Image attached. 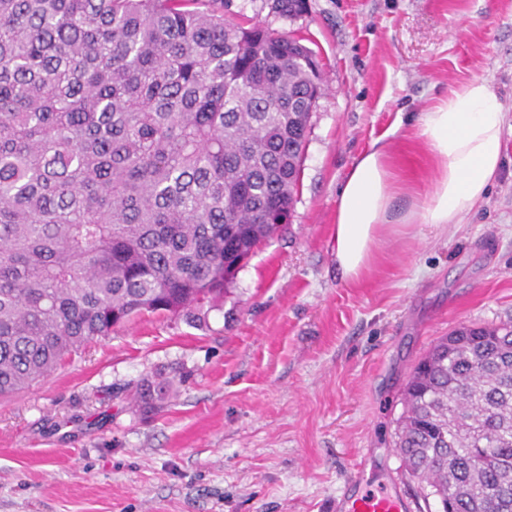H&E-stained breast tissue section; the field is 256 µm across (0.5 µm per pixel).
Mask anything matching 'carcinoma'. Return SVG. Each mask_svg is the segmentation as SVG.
Returning <instances> with one entry per match:
<instances>
[{"instance_id": "obj_1", "label": "carcinoma", "mask_w": 512, "mask_h": 512, "mask_svg": "<svg viewBox=\"0 0 512 512\" xmlns=\"http://www.w3.org/2000/svg\"><path fill=\"white\" fill-rule=\"evenodd\" d=\"M295 44L224 0H0L1 396L143 311L224 297L288 223L320 82ZM404 402L398 452L428 494L512 512V325L438 340Z\"/></svg>"}]
</instances>
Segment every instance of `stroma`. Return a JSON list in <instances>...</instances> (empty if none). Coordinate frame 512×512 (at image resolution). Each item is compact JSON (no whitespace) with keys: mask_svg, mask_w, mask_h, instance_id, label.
I'll use <instances>...</instances> for the list:
<instances>
[{"mask_svg":"<svg viewBox=\"0 0 512 512\" xmlns=\"http://www.w3.org/2000/svg\"><path fill=\"white\" fill-rule=\"evenodd\" d=\"M301 16L230 0L318 57L290 221L202 325L145 313L0 399V512H330L345 482L424 499L395 447L414 363L464 324L512 320V129L485 201L462 223L393 224L356 282L333 255L336 203L384 139L399 180L434 163L413 122L474 76L512 113V0H307ZM167 378L146 412L143 380Z\"/></svg>","mask_w":512,"mask_h":512,"instance_id":"1","label":"stroma"}]
</instances>
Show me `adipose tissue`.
Here are the masks:
<instances>
[{
  "mask_svg": "<svg viewBox=\"0 0 512 512\" xmlns=\"http://www.w3.org/2000/svg\"><path fill=\"white\" fill-rule=\"evenodd\" d=\"M511 121L485 79L451 87L418 118L417 132L436 163L432 187L423 194L396 185L386 144L374 142L347 174L337 200L333 253L341 278L358 280L369 268L391 219L445 227L473 212L502 167ZM403 195L410 207L398 215L395 202Z\"/></svg>",
  "mask_w": 512,
  "mask_h": 512,
  "instance_id": "ef3b65f1",
  "label": "adipose tissue"
}]
</instances>
